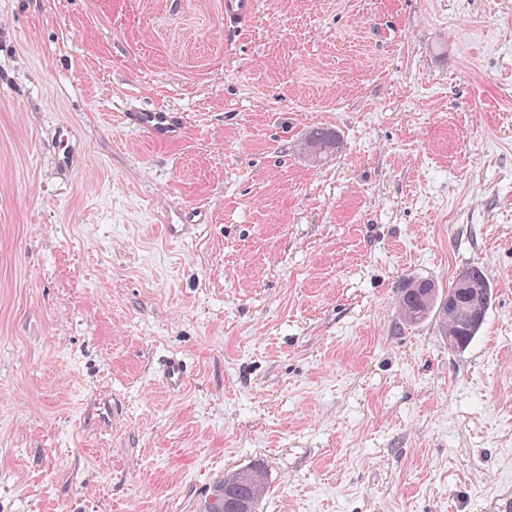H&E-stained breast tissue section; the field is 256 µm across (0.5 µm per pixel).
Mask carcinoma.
I'll return each mask as SVG.
<instances>
[{"label":"carcinoma","instance_id":"cac0c4a2","mask_svg":"<svg viewBox=\"0 0 512 512\" xmlns=\"http://www.w3.org/2000/svg\"><path fill=\"white\" fill-rule=\"evenodd\" d=\"M337 134L324 128L310 130L305 137L309 152L321 155L335 149ZM459 280L467 287L483 293L484 305H489L491 284L486 274L479 268H470L459 274ZM448 299L442 297L434 283L409 280L399 291L396 302L398 320L408 326L418 325L431 316H438L440 333L457 339V348L467 347L478 334L483 320L471 315L466 298L459 297L458 308L448 313ZM267 489V475L263 467L255 465L247 469L224 475L223 492L213 491L215 500L207 503L206 512L222 505L224 512H256L259 500Z\"/></svg>","mask_w":512,"mask_h":512}]
</instances>
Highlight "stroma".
<instances>
[{"mask_svg":"<svg viewBox=\"0 0 512 512\" xmlns=\"http://www.w3.org/2000/svg\"><path fill=\"white\" fill-rule=\"evenodd\" d=\"M470 267L466 350L399 323ZM256 463L258 512H512V0H0V512H204ZM254 0H224V23L229 28H239L252 22L255 17ZM127 126L147 134L158 142L177 139L184 127V120L175 112L162 109L133 110L124 113ZM304 144L309 152L321 155L334 150L335 146L338 149V136L324 128H316L306 134ZM458 280L464 281L468 288L483 293L485 299L483 311L484 317L491 298V284L486 274L479 268H470L461 272ZM156 376L167 391L176 394L186 387L191 376V369L184 359L167 356L159 362Z\"/></svg>","mask_w":512,"mask_h":512,"instance_id":"35a3bbf8","label":"stroma"}]
</instances>
